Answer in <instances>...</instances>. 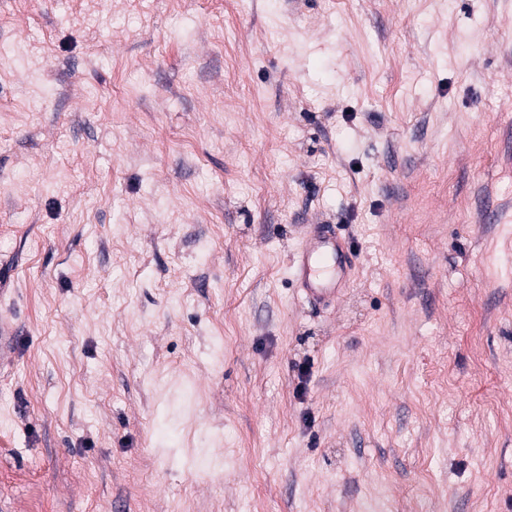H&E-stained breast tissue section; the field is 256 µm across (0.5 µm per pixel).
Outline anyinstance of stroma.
Segmentation results:
<instances>
[{"label":"stroma","instance_id":"obj_1","mask_svg":"<svg viewBox=\"0 0 512 512\" xmlns=\"http://www.w3.org/2000/svg\"><path fill=\"white\" fill-rule=\"evenodd\" d=\"M0 48V512H512V0H0ZM292 261V273L304 301L315 307L335 305L357 268L349 240L330 224H312Z\"/></svg>","mask_w":512,"mask_h":512}]
</instances>
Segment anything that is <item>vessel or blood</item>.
<instances>
[{
	"label": "vessel or blood",
	"mask_w": 512,
	"mask_h": 512,
	"mask_svg": "<svg viewBox=\"0 0 512 512\" xmlns=\"http://www.w3.org/2000/svg\"><path fill=\"white\" fill-rule=\"evenodd\" d=\"M357 256L349 240L329 224L306 231L292 261V273L304 301L315 307L336 304L350 285Z\"/></svg>",
	"instance_id": "b4317fda"
}]
</instances>
